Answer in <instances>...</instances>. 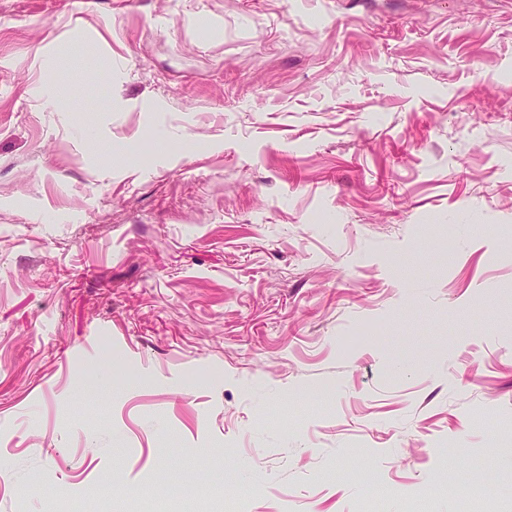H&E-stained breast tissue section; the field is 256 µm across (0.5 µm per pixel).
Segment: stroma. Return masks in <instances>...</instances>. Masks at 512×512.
<instances>
[{
	"label": "stroma",
	"instance_id": "stroma-1",
	"mask_svg": "<svg viewBox=\"0 0 512 512\" xmlns=\"http://www.w3.org/2000/svg\"><path fill=\"white\" fill-rule=\"evenodd\" d=\"M189 507L512 512V0H0V512Z\"/></svg>",
	"mask_w": 512,
	"mask_h": 512
}]
</instances>
